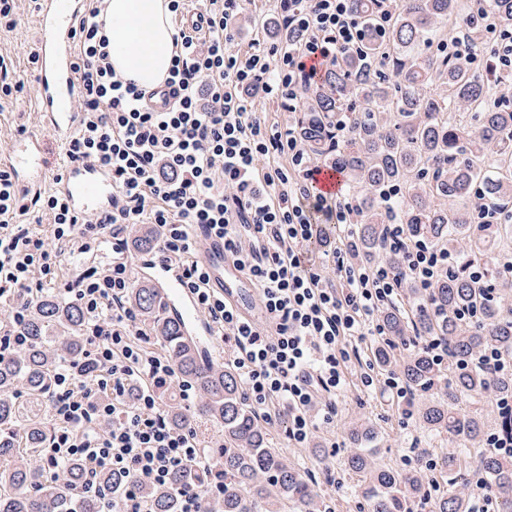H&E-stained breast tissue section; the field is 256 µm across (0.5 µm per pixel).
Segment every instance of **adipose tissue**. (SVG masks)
Masks as SVG:
<instances>
[{
	"label": "adipose tissue",
	"instance_id": "obj_1",
	"mask_svg": "<svg viewBox=\"0 0 512 512\" xmlns=\"http://www.w3.org/2000/svg\"><path fill=\"white\" fill-rule=\"evenodd\" d=\"M102 14L116 74L143 89L159 85L175 51L168 0H104Z\"/></svg>",
	"mask_w": 512,
	"mask_h": 512
}]
</instances>
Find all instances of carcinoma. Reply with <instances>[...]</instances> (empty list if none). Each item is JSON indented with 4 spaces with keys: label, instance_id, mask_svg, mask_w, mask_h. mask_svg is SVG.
I'll return each instance as SVG.
<instances>
[{
    "label": "carcinoma",
    "instance_id": "obj_1",
    "mask_svg": "<svg viewBox=\"0 0 512 512\" xmlns=\"http://www.w3.org/2000/svg\"><path fill=\"white\" fill-rule=\"evenodd\" d=\"M352 5L365 22L363 45L341 55L308 89L295 131L308 152L324 157L356 189L357 245L364 264L385 250V221L394 220L407 237L482 267L481 284L464 269L452 279L439 276L427 290L405 279L403 301L414 313L394 309L384 314L394 339L402 341L411 331L448 340V368L421 350L401 351L394 343L378 348L379 368L399 369L414 390L444 391L414 408L428 435L480 442L491 429H512V418L498 415L489 423L476 410L491 390L499 397L512 395V375H492L472 364L484 348L512 354V309H504L500 298L487 300L483 288L502 282L512 225L481 224L474 233L469 201L477 192L492 203L512 206V109L497 97L512 75L491 64L478 18L487 7L502 27L512 28V0H398L385 20L378 17L377 0H352ZM449 23L462 30L467 52L487 56L484 69L441 49L443 27ZM461 110L469 112L470 125L451 119L450 113ZM391 187L399 195L387 203L385 191ZM448 197L459 204L451 214L433 205ZM129 301L151 324L177 378L199 392L192 412L169 398V422L193 428L206 421L224 432V447L214 449L223 467V494L207 502V509L323 512L324 499L310 479L271 446L268 431L242 397L234 369L213 361L193 342L189 326L169 312L150 280L131 289ZM462 307L477 309L480 323L461 324L455 311ZM85 329L75 304L41 298L31 303L23 327L29 345L0 360V512H103L101 497H72L85 478L79 463L68 464L63 483L48 474L40 460L45 422L15 401L21 386L34 398L45 396L58 364L83 358ZM466 361L470 366L459 369ZM468 457L469 449L461 448L444 458L437 474L422 469L403 473L374 464L365 449L357 448L345 469L361 477L368 512H412L415 498L441 484L446 489L428 502L430 512H468L469 499L453 490L468 468ZM478 470L491 487L497 512H512V459L484 450ZM210 476L201 469L184 470L166 488L144 482L139 492L150 512H179L177 491L205 494Z\"/></svg>",
    "mask_w": 512,
    "mask_h": 512
}]
</instances>
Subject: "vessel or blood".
Here are the masks:
<instances>
[{"mask_svg":"<svg viewBox=\"0 0 512 512\" xmlns=\"http://www.w3.org/2000/svg\"><path fill=\"white\" fill-rule=\"evenodd\" d=\"M88 0H39L35 14L36 36L32 44L37 59L36 110L43 117L39 129L26 132L0 151V167L7 169L17 191L27 195L43 189L55 156L50 140L65 142L78 128L80 86L74 70L77 21L86 13ZM112 177L104 169L74 163L64 175L63 193L68 207L93 215L112 207ZM201 259L208 272L210 292L223 296L245 319L262 318L254 284L224 254L220 240L204 241ZM150 278L164 288L172 305L187 320L198 341L216 343L218 333L202 322L197 298L181 283L182 271L174 264L151 261Z\"/></svg>","mask_w":512,"mask_h":512,"instance_id":"obj_1","label":"vessel or blood"}]
</instances>
